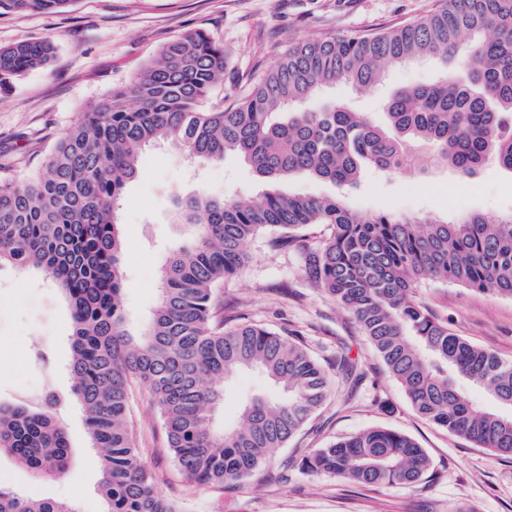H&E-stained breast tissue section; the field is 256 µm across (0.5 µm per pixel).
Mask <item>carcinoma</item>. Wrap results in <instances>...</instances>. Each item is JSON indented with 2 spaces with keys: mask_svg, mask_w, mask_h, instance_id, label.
<instances>
[{
  "mask_svg": "<svg viewBox=\"0 0 512 512\" xmlns=\"http://www.w3.org/2000/svg\"><path fill=\"white\" fill-rule=\"evenodd\" d=\"M74 0H0V15L54 12ZM474 36L458 67L405 86L383 103L385 122L345 103L310 101L329 85L363 92L389 68L448 57ZM54 47H0V90L42 69ZM224 79V47L202 32L166 44L125 89L84 113L44 167L0 180V269L44 274L71 313L70 395L98 454L107 512H176L157 492L127 427L129 386L148 384L168 448L188 481L224 484L256 472L324 404L335 379L362 374L345 354L336 374L296 338L256 323L225 326L213 296L247 261L245 243L266 233L275 251L299 246L300 232L332 233L305 250L310 283L359 324L415 412L482 448L512 455V412L479 406L468 385L512 409V361L448 329L419 301L426 280L512 298V214L489 218L398 216L353 211L336 199L270 190L251 201L195 195L173 221L189 240L159 276V301L138 337L125 328L122 243L115 203L139 170L145 146L170 142L195 159L237 157L270 183L293 174L346 184L364 169L472 177L490 160L512 171V0H441L431 14L386 30L289 44L244 99L205 108ZM260 370L282 397H254L238 423L212 420L227 380ZM64 398L0 400V456L41 479L63 476L72 448L58 410ZM430 467L424 448L373 427L316 449L302 468L360 484H411ZM0 512H76L0 486Z\"/></svg>",
  "mask_w": 512,
  "mask_h": 512,
  "instance_id": "obj_1",
  "label": "carcinoma"
}]
</instances>
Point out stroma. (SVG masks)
Here are the masks:
<instances>
[{
    "label": "stroma",
    "mask_w": 512,
    "mask_h": 512,
    "mask_svg": "<svg viewBox=\"0 0 512 512\" xmlns=\"http://www.w3.org/2000/svg\"><path fill=\"white\" fill-rule=\"evenodd\" d=\"M439 0H75L48 14L0 16V46L48 41V65L18 78L0 93V178L39 169L92 104L126 87L162 47L202 32L223 45L224 80L209 102L220 106L244 96L254 79L275 67L291 43L324 35L370 32L416 20ZM456 58H418L387 71L362 93L339 83L319 102H347L383 121L380 106L396 89L432 80ZM283 194L337 199L364 212L447 218L462 212H512V172L487 163L471 179L447 168L426 174L381 176L366 172L354 185H335L303 174L279 183ZM268 189L234 157L190 160L166 143L146 146L139 173L126 186L117 214L124 239L121 299L126 327L140 334L158 298V275L188 229L173 223L176 200L198 193L227 201L254 199ZM249 260L217 293L222 315L300 335L310 353L328 362L338 353L355 358L362 373L338 383L326 406L286 447L271 452L252 477L230 486L190 484L175 465L149 387L132 386L129 419L137 447L158 493L180 512H512V457L480 448L432 424L410 406L340 305L306 279L300 249H269L265 236L246 245ZM419 295L449 329L473 344L512 360V299L461 285L423 283ZM70 311L58 288L43 278L8 270L0 281V397L70 390ZM265 378L247 371L226 384L217 427L237 423L242 404L270 394ZM60 417L74 450L67 473L36 478L0 457V483L33 497L104 512L100 470L82 412L63 406ZM371 427L414 438L427 452L425 479L408 485H361L300 462L314 449Z\"/></svg>",
    "instance_id": "obj_1"
}]
</instances>
